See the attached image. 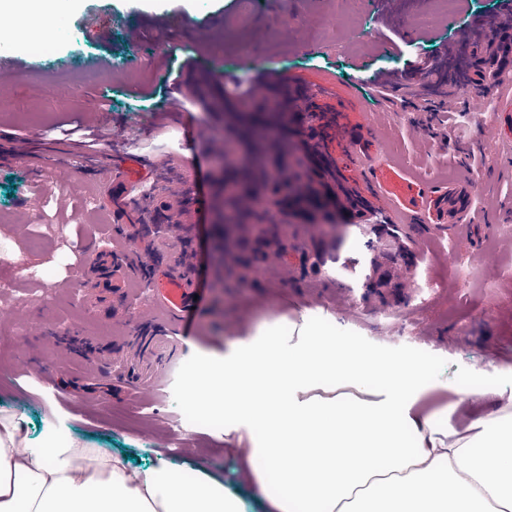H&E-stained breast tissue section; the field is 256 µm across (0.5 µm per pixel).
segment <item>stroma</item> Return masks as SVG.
<instances>
[{"label": "stroma", "mask_w": 512, "mask_h": 512, "mask_svg": "<svg viewBox=\"0 0 512 512\" xmlns=\"http://www.w3.org/2000/svg\"><path fill=\"white\" fill-rule=\"evenodd\" d=\"M250 2L243 15L237 0H70L51 21V41L11 43L16 61L0 65V87L12 101L10 111L0 112V280L12 285L0 293V307L8 310L0 317V415L20 419L30 445L53 435L124 459L132 470L166 466L188 483L222 484L243 512H269L267 498L244 474L247 449L268 435L259 427L245 430L230 414L223 425H210L207 411L190 407L185 379L200 361L220 367L268 341L284 355L333 341L365 357L421 367L416 392L434 431L474 433L507 409L512 79L492 88L509 108L505 127L493 131L474 111L473 96L445 83L429 85L411 63L447 64L474 24L512 20V0H462L452 24L413 35L393 16L390 0H366L343 18L334 15L336 0ZM311 20L334 23L332 39L316 47L298 35L280 51L277 36ZM132 28L141 32L135 48L127 41ZM188 57L195 67L174 88L163 76L167 63ZM271 73L291 104L306 100L335 118L321 151L374 217L400 226L416 260L395 265L393 287L365 291L359 276L332 264L339 253L372 258L366 235L354 226L339 240L313 225L289 227L287 254L248 267L240 263L241 246L215 249L213 161L224 140V86ZM64 83L75 92L60 101L53 92ZM33 85L43 88L41 99L31 98ZM369 116L386 124L383 142H369ZM197 121L206 122L207 138H192ZM78 126L100 129L95 149L79 143ZM116 129L127 137L113 148ZM354 146L369 147L382 163L408 169L426 186L475 177L469 222L395 215L375 191L372 171L356 164ZM131 157L146 168L123 189L113 174ZM62 163L80 194L44 179ZM187 167L194 180L183 197L172 198L155 174ZM117 197L135 205L133 222L123 223L110 208ZM91 198L93 214L85 210ZM120 223L146 247L172 233L187 241L202 298L191 317L194 359L164 344L149 355L126 343L134 320L114 317L91 262L117 243ZM30 231L43 235L47 248L31 249ZM317 248L330 259L320 273L303 262ZM31 322L47 335H17V324ZM23 342L34 345L42 379L17 365ZM138 373L152 376L164 395L148 404L117 399L123 380ZM480 375L496 382L497 396L461 398L460 389ZM295 396L352 404L385 394L377 382L336 371L312 377Z\"/></svg>", "instance_id": "35a3bbf8"}]
</instances>
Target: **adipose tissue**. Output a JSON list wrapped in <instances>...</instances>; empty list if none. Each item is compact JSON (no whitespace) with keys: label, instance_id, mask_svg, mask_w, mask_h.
<instances>
[{"label":"adipose tissue","instance_id":"adipose-tissue-1","mask_svg":"<svg viewBox=\"0 0 512 512\" xmlns=\"http://www.w3.org/2000/svg\"><path fill=\"white\" fill-rule=\"evenodd\" d=\"M23 25L0 30L1 41H42L43 16L58 0H9ZM379 379L377 403L348 405L298 400L295 387L324 370ZM420 375L395 361L337 355L318 342L284 357L275 347L251 352L240 364L202 367L190 401L237 416L245 428L264 427L265 446L248 451L253 476L265 487L279 474L273 512H512V414L469 438L442 447L408 441L431 428L429 416L406 409ZM288 468H280V458ZM0 512H239L223 487L183 483L170 469L131 470L94 448L59 440L33 447L19 422L0 420Z\"/></svg>","mask_w":512,"mask_h":512}]
</instances>
